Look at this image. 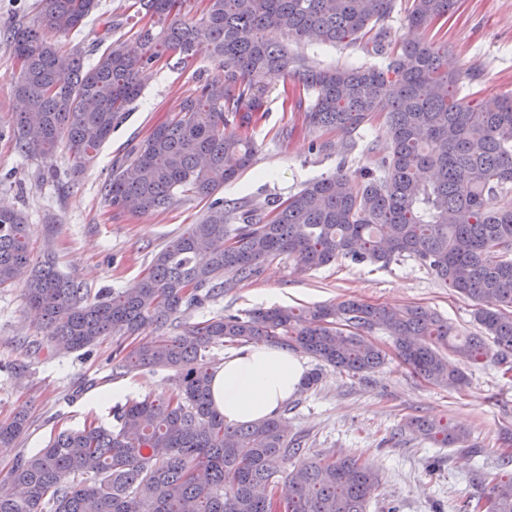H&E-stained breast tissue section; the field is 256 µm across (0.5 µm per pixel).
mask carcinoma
<instances>
[{
    "mask_svg": "<svg viewBox=\"0 0 512 512\" xmlns=\"http://www.w3.org/2000/svg\"><path fill=\"white\" fill-rule=\"evenodd\" d=\"M408 36L387 43L395 0H207L199 16L187 0H134L133 14L97 17L104 47L84 66L48 33L79 31L99 0H42L39 17L9 34L20 65L14 85L13 139L23 153L66 145L75 169L95 157L164 56L200 55L220 77L205 79L119 164L104 187L112 208L147 214L192 192L210 198L252 161L248 128L264 107L257 79L291 76L311 97L304 123L320 152L348 156L362 129L382 121L388 150L355 175L338 168L308 183L270 212L215 199L203 219L171 239L136 287L91 295L48 260L35 262L24 218L0 208V286L27 280L26 303L45 331L34 352H76L107 336L173 325L112 370L173 372L167 396L112 407V427L90 424L54 435L0 475V512H366L381 478L364 463L306 456L302 435L288 437L287 411L228 426L212 405L205 352L229 343H268L352 373L379 367L385 352L367 333L386 331L398 357L423 379L467 382L444 351L512 371V93L489 101L463 94L445 64L448 43L433 33L457 0H406ZM128 26L139 51L114 38ZM364 40L382 58L368 67H313L288 43ZM329 131L337 142L323 140ZM292 258L301 271L340 258L386 267L408 257L479 305L483 330L457 334L424 307L388 308L357 300L305 309H257L190 323L228 282L259 277L266 262ZM30 428L25 409L0 424V447ZM401 431L463 448L465 431L411 416ZM298 462L291 471L283 469ZM512 512V472L463 512Z\"/></svg>",
    "mask_w": 512,
    "mask_h": 512,
    "instance_id": "cac0c4a2",
    "label": "carcinoma"
}]
</instances>
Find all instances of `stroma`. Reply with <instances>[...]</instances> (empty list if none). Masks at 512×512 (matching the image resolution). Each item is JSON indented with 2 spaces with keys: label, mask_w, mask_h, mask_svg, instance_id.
I'll use <instances>...</instances> for the list:
<instances>
[{
  "label": "stroma",
  "mask_w": 512,
  "mask_h": 512,
  "mask_svg": "<svg viewBox=\"0 0 512 512\" xmlns=\"http://www.w3.org/2000/svg\"><path fill=\"white\" fill-rule=\"evenodd\" d=\"M40 0H0V203L20 211L28 226L35 260H51L58 271L81 287L122 291L133 287L152 259L174 236L198 223L206 198L177 196L167 209L119 213L104 199L112 165L141 146L152 130L174 114L194 92L199 76L220 75L213 62L162 58L140 97L92 163L74 173L67 147L43 154L19 152L11 138L13 87L19 66L6 40L10 30L35 19ZM448 42V66L476 72L475 89L493 98L512 93V0H459L442 28ZM319 67L374 63L363 43L292 45ZM266 112L249 133L258 151L251 167L219 191L221 197L263 205L288 198L309 182L336 170L338 156L312 151L302 127L300 109L284 106L285 91L296 79L261 78ZM25 281L0 288V423L21 407L31 426L8 448H0V473L15 459L45 447L51 434L79 429L86 422L108 425L114 402L140 400L169 392V373L143 370L112 374L109 359L116 347H136L139 337L111 336L96 346L47 359L28 352L40 338L25 303ZM348 298L388 306H423L435 310L464 336L478 334L474 304L443 286L411 258L388 267L357 265L340 259L303 272L288 257L266 264L255 280L232 283L201 307L185 310L195 322L216 314H244L255 308L303 307ZM371 340L387 354L381 367L354 374L319 366L306 358L308 370H319L312 388L288 400V433L307 438L308 455L331 454L367 462L381 477V487L368 512H459L462 503L487 492L505 467L499 440L512 434V375L493 363L472 364L449 354L450 366L464 371L469 383L460 390L424 380L401 363L391 339L375 331ZM24 361L25 374L11 365ZM419 415L464 428L469 445L483 449L475 458L458 448H443L412 434H398L406 416ZM434 475H427L428 466Z\"/></svg>",
  "instance_id": "35a3bbf8"
}]
</instances>
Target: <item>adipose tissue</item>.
<instances>
[{"label": "adipose tissue", "instance_id": "adipose-tissue-1", "mask_svg": "<svg viewBox=\"0 0 512 512\" xmlns=\"http://www.w3.org/2000/svg\"><path fill=\"white\" fill-rule=\"evenodd\" d=\"M305 373L304 361L288 350L242 346L214 370L213 406L233 426L272 417L299 391Z\"/></svg>", "mask_w": 512, "mask_h": 512}]
</instances>
